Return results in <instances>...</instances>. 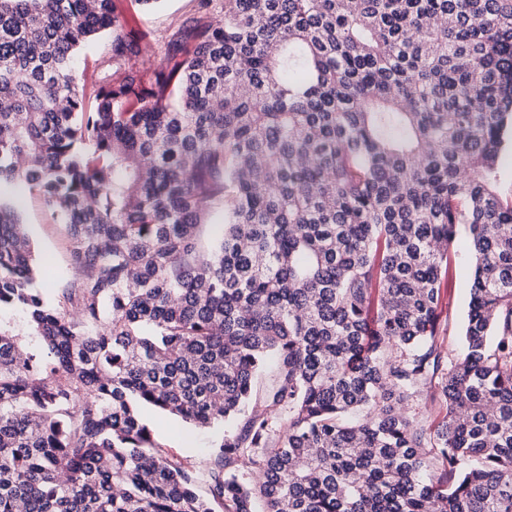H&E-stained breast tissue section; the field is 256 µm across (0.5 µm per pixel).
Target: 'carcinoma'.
Returning <instances> with one entry per match:
<instances>
[{
	"instance_id": "carcinoma-1",
	"label": "carcinoma",
	"mask_w": 512,
	"mask_h": 512,
	"mask_svg": "<svg viewBox=\"0 0 512 512\" xmlns=\"http://www.w3.org/2000/svg\"><path fill=\"white\" fill-rule=\"evenodd\" d=\"M107 30L122 77L77 76ZM167 51L112 0H0V186L79 270L47 301L0 192V512H512V0H223ZM144 406L224 425L205 468ZM451 266L454 273V288H448L444 295L442 316L445 322V344L454 355L460 348V336L469 300V274L471 272V255L467 233L460 226L451 247Z\"/></svg>"
}]
</instances>
